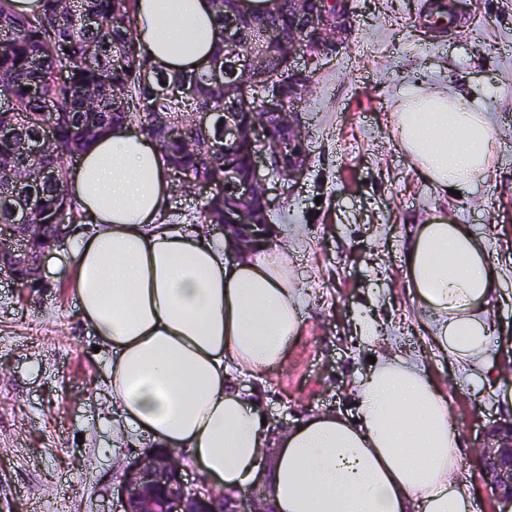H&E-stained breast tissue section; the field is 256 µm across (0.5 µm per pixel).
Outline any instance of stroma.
I'll return each mask as SVG.
<instances>
[{"label":"stroma","instance_id":"35a3bbf8","mask_svg":"<svg viewBox=\"0 0 512 512\" xmlns=\"http://www.w3.org/2000/svg\"><path fill=\"white\" fill-rule=\"evenodd\" d=\"M445 2L454 22L437 29L427 22L435 0H350L342 47L315 64L296 57V68L314 70L298 114L308 165L292 187L271 175L266 185L271 237L296 246L291 269L309 290L306 328L283 364L240 385L277 430L309 412L351 409L350 387L374 353L353 326L372 315L388 328V348L426 354L461 431L480 512H498L474 450L512 422V407L484 384H460L430 354L402 272L408 230L435 210L491 231L492 248L512 253V0ZM417 84L475 96L496 124L497 165L476 191L441 195L398 150L391 114ZM70 258V241L49 251L36 291L0 274V512H119L122 467L142 454L112 457L107 360L58 277ZM499 317L491 368L512 388V301Z\"/></svg>","mask_w":512,"mask_h":512}]
</instances>
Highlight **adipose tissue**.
<instances>
[{
    "instance_id": "ef3b65f1",
    "label": "adipose tissue",
    "mask_w": 512,
    "mask_h": 512,
    "mask_svg": "<svg viewBox=\"0 0 512 512\" xmlns=\"http://www.w3.org/2000/svg\"><path fill=\"white\" fill-rule=\"evenodd\" d=\"M135 34L153 63L187 71L217 45L210 0H137ZM400 150L438 192L472 191L493 170L496 125L472 97L405 89ZM71 190L77 316L108 355L112 448L140 440L186 453L226 498L258 478L272 512H472L460 430L428 363L380 351L354 381V411L295 421L271 440L240 375L283 363L305 330V290L288 250L236 253L202 227L172 221L155 144L115 126L81 153ZM502 263L486 235L432 216L404 250L408 293L434 347L465 381L499 388L489 367Z\"/></svg>"
}]
</instances>
